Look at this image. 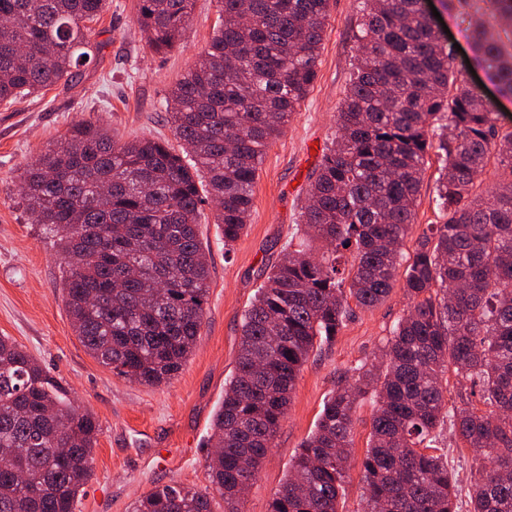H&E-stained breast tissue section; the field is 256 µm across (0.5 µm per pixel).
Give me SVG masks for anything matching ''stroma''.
Here are the masks:
<instances>
[{"mask_svg":"<svg viewBox=\"0 0 512 512\" xmlns=\"http://www.w3.org/2000/svg\"><path fill=\"white\" fill-rule=\"evenodd\" d=\"M431 2L459 45L455 65L467 86L494 102L496 125L512 127V98L501 97L483 73L469 69L473 51L466 22L449 11L446 0ZM137 12L138 0H108L87 25L94 53L72 83L0 102V336L24 346L99 424L93 475L75 512H131L134 502L159 484L209 487L211 422L235 367L242 315L290 242L310 177L336 133L361 18L360 0H330L317 78L264 152L247 227L232 250L224 248L214 204H204L200 231L209 248L211 281L199 339L172 379L149 386L103 367L77 339L61 291L65 261L54 238L34 221L21 190L28 166L81 121L103 125L121 142L173 140L166 97L208 49L219 24L218 4L195 0L186 30L172 49L160 53L148 47ZM407 310L401 285H394L374 308H353L336 339L314 348L259 477L246 492L244 512H268L337 379L361 363L380 361L387 336ZM372 415V401L364 400L356 412L344 512L361 508L360 461Z\"/></svg>","mask_w":512,"mask_h":512,"instance_id":"stroma-1","label":"stroma"}]
</instances>
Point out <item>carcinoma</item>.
Wrapping results in <instances>:
<instances>
[{"mask_svg": "<svg viewBox=\"0 0 512 512\" xmlns=\"http://www.w3.org/2000/svg\"><path fill=\"white\" fill-rule=\"evenodd\" d=\"M107 0H0V102L77 77L91 56L83 23ZM206 52L170 90L179 148L123 144L74 124L26 171L36 222L66 261L62 291L75 335L99 364L158 386L199 336L209 293L199 237L211 199L236 242L253 206L269 141L317 77L329 0H217ZM471 48L512 97V0H457ZM194 0H139L137 23L156 51L173 46ZM356 64L301 212L323 251L286 249L245 310L234 373L211 424V486H155L133 512H243L242 485L259 476L317 345L338 336L350 303L370 309L403 273L409 311L387 337L383 368H354L324 401L269 512H341L354 415L372 394L361 512H459L448 454L451 426L481 462L467 512H512V129L458 84L453 48L422 0H363ZM444 222L412 254L427 157ZM496 163L492 192L482 175ZM206 184V195L199 185ZM350 256L348 268L341 259ZM470 392L448 404V375ZM99 425L22 346L0 336V512H74L91 474Z\"/></svg>", "mask_w": 512, "mask_h": 512, "instance_id": "carcinoma-1", "label": "carcinoma"}]
</instances>
